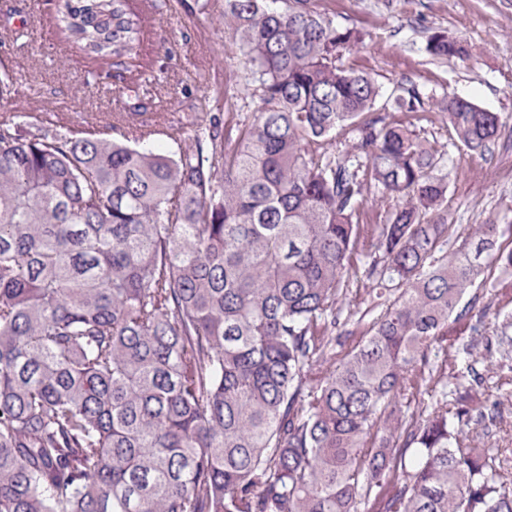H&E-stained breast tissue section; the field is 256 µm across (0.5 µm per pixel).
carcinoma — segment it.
I'll return each instance as SVG.
<instances>
[{
    "instance_id": "obj_1",
    "label": "carcinoma",
    "mask_w": 512,
    "mask_h": 512,
    "mask_svg": "<svg viewBox=\"0 0 512 512\" xmlns=\"http://www.w3.org/2000/svg\"><path fill=\"white\" fill-rule=\"evenodd\" d=\"M309 2L225 0L252 83L226 77L188 146L130 114L0 120V512H512L477 433L512 394L450 352L489 336L469 359L512 373V227L447 223L422 94L375 114L340 63L363 34ZM56 26L142 66L130 0H58ZM433 109L472 152L500 136L468 100Z\"/></svg>"
}]
</instances>
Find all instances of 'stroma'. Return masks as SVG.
Segmentation results:
<instances>
[{
	"instance_id": "35a3bbf8",
	"label": "stroma",
	"mask_w": 512,
	"mask_h": 512,
	"mask_svg": "<svg viewBox=\"0 0 512 512\" xmlns=\"http://www.w3.org/2000/svg\"><path fill=\"white\" fill-rule=\"evenodd\" d=\"M55 3L0 0V68L14 77L0 117L26 112L78 130L136 112L145 123L183 126L226 75L247 78L249 65L224 26V0H133L144 18L149 80L67 43L54 24ZM314 7L363 32L343 61L373 77L382 96L409 81L423 97H464L499 114L505 129L483 155L443 123L423 122L416 131L448 156L449 223L512 224V0H314ZM436 33L463 42L467 55L432 59L426 44ZM80 84L85 94L77 101Z\"/></svg>"
}]
</instances>
